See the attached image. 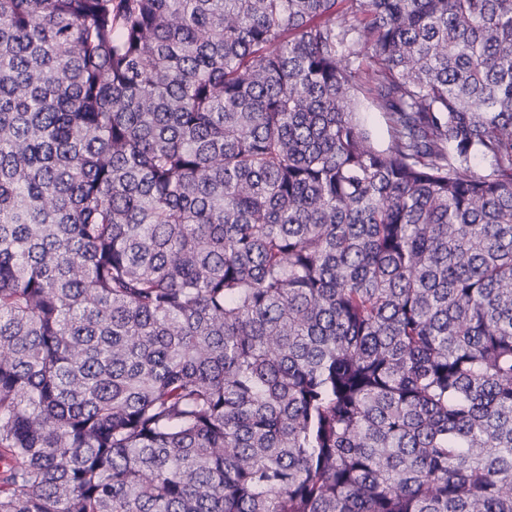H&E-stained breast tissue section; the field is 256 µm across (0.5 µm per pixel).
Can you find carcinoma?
Masks as SVG:
<instances>
[{
    "mask_svg": "<svg viewBox=\"0 0 512 512\" xmlns=\"http://www.w3.org/2000/svg\"><path fill=\"white\" fill-rule=\"evenodd\" d=\"M0 512H512V0H0ZM361 110L364 112L365 121L372 132L375 142L380 146H386L389 135L387 121L384 115L372 110L366 102H362Z\"/></svg>",
    "mask_w": 512,
    "mask_h": 512,
    "instance_id": "obj_1",
    "label": "carcinoma"
}]
</instances>
